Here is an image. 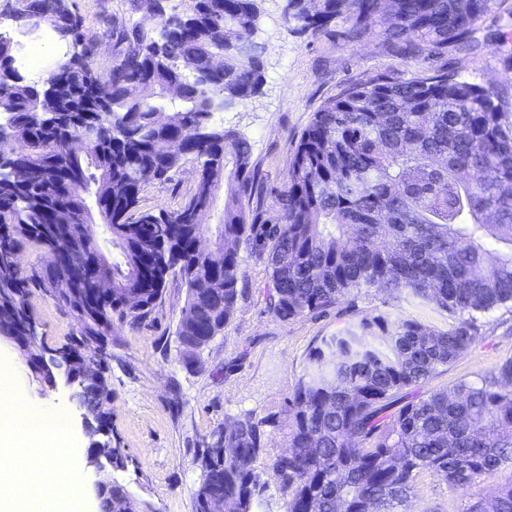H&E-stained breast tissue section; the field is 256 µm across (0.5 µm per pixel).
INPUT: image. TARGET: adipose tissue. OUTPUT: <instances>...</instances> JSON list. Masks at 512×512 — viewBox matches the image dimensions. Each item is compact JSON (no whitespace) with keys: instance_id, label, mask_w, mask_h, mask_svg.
<instances>
[{"instance_id":"1","label":"adipose tissue","mask_w":512,"mask_h":512,"mask_svg":"<svg viewBox=\"0 0 512 512\" xmlns=\"http://www.w3.org/2000/svg\"><path fill=\"white\" fill-rule=\"evenodd\" d=\"M59 417L0 394V512H81L70 427Z\"/></svg>"}]
</instances>
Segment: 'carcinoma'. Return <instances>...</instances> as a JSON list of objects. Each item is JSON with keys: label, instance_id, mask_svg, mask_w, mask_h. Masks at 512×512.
Listing matches in <instances>:
<instances>
[{"label": "carcinoma", "instance_id": "1", "mask_svg": "<svg viewBox=\"0 0 512 512\" xmlns=\"http://www.w3.org/2000/svg\"><path fill=\"white\" fill-rule=\"evenodd\" d=\"M136 2L156 28L124 30L127 47L105 72L92 66L89 46L79 61L55 60L48 84L20 73L17 37L46 20L61 39L84 40L71 0H14L11 26L0 27V161L13 164L23 151L21 178L0 184V303L24 321L38 284L75 315L81 335L110 336L160 304L168 267L138 263L163 252L186 288L176 336L191 345L229 324L244 247L265 262L266 307L283 323L364 288L448 314L445 331L379 313L322 338L288 399V452L261 474L254 462L268 421L224 424V458L207 448L198 458L194 512L213 486L240 512H256L271 481L286 512H397L420 472L467 489L511 463L512 359L451 396L420 388L475 341L479 315L512 304V85L445 70L350 83L315 112L283 183L257 192L249 140L212 122L263 83L256 0H188L180 16L162 0ZM504 2L284 0L283 15L313 34L342 18L348 41L376 33L399 55L429 58L482 49L486 19L497 21ZM188 153L199 164L189 201L132 216L142 172L165 181ZM221 187L226 249L216 274L192 243ZM93 207L123 261L104 269L112 292L92 309L70 280L100 251L86 220ZM48 208L60 223L53 236L42 223ZM54 240L76 259L65 281L8 262ZM129 293L141 296L140 308H127ZM102 512L144 506L114 486ZM470 512H512V481Z\"/></svg>", "mask_w": 512, "mask_h": 512}]
</instances>
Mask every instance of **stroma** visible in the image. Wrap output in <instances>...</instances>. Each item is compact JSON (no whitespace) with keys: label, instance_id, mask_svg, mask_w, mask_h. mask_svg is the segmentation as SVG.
<instances>
[{"label":"stroma","instance_id":"35a3bbf8","mask_svg":"<svg viewBox=\"0 0 512 512\" xmlns=\"http://www.w3.org/2000/svg\"><path fill=\"white\" fill-rule=\"evenodd\" d=\"M283 0H258L256 41L263 48L264 82L257 94L225 107L213 116L215 125L232 128L252 145V161L264 186L281 184L288 163L315 112L349 83L374 74L408 77L424 70L447 68L477 84L512 82V62L488 43L470 54L449 53L409 59L390 51L381 38L347 41L343 23L315 35L296 32L285 23ZM82 31L91 44L96 69L111 68L123 46L117 29L137 23L152 27L154 19L137 11L132 0H73ZM197 164L185 156L170 180H147L138 208L179 209L194 193ZM245 273L243 294L227 327L202 354L201 364H186L176 342V326L186 288L169 275L161 304L135 327L115 329L106 337L104 376L112 390V442L127 461L113 470L114 481L149 504L153 512H193L201 480L196 464L204 443L224 423L246 414L288 420V399L305 374L310 348L362 316L380 312L403 314L437 330L448 327V315L413 303L396 301L375 291H360L353 304H340L322 316H303L283 323L266 308L271 286L263 260L240 253ZM30 305L38 333L48 349L67 345L80 326L42 291L33 289ZM512 358V311L498 308L481 315L479 335L456 360L429 379L431 389H452ZM19 392L30 403H52L68 417L75 461L82 475L85 502L94 499V470L86 460L90 440L81 411L66 386L42 389L29 369H22ZM512 479L506 463L484 482L465 490L448 486L440 476L420 473L403 512H467L469 505L492 495Z\"/></svg>","mask_w":512,"mask_h":512}]
</instances>
